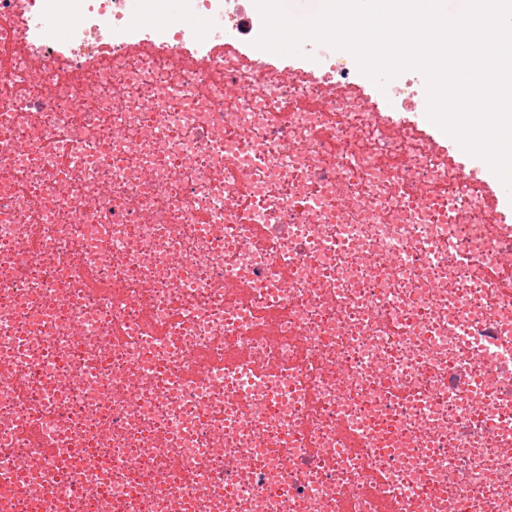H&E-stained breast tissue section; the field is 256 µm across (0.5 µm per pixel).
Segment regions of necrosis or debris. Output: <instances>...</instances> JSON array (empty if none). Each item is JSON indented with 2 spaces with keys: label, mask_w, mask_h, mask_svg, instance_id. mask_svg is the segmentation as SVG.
<instances>
[{
  "label": "necrosis or debris",
  "mask_w": 512,
  "mask_h": 512,
  "mask_svg": "<svg viewBox=\"0 0 512 512\" xmlns=\"http://www.w3.org/2000/svg\"><path fill=\"white\" fill-rule=\"evenodd\" d=\"M183 10L0 0V512H512L498 201Z\"/></svg>",
  "instance_id": "obj_1"
}]
</instances>
